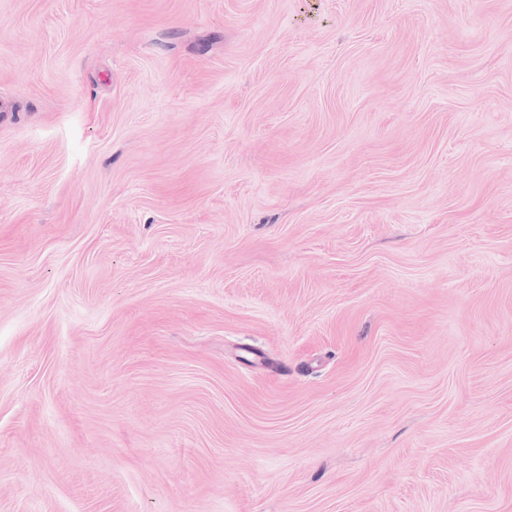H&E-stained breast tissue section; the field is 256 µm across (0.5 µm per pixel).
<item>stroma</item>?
Wrapping results in <instances>:
<instances>
[{"mask_svg":"<svg viewBox=\"0 0 512 512\" xmlns=\"http://www.w3.org/2000/svg\"><path fill=\"white\" fill-rule=\"evenodd\" d=\"M0 512H512V0H0Z\"/></svg>","mask_w":512,"mask_h":512,"instance_id":"obj_1","label":"stroma"}]
</instances>
